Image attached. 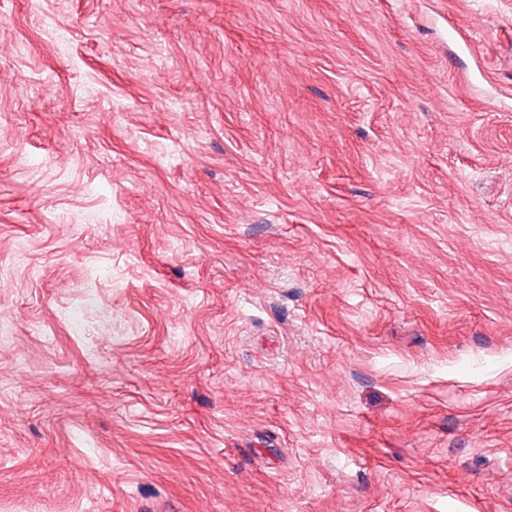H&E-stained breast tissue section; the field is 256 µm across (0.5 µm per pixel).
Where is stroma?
<instances>
[{"label": "stroma", "instance_id": "obj_1", "mask_svg": "<svg viewBox=\"0 0 512 512\" xmlns=\"http://www.w3.org/2000/svg\"><path fill=\"white\" fill-rule=\"evenodd\" d=\"M0 512H512V0H0Z\"/></svg>", "mask_w": 512, "mask_h": 512}]
</instances>
